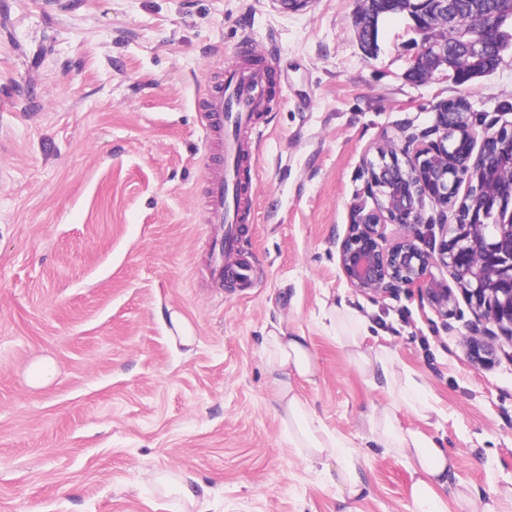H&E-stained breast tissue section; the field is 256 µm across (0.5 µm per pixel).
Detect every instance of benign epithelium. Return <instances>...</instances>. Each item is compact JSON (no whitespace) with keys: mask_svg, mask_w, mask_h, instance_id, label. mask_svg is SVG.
Listing matches in <instances>:
<instances>
[{"mask_svg":"<svg viewBox=\"0 0 512 512\" xmlns=\"http://www.w3.org/2000/svg\"><path fill=\"white\" fill-rule=\"evenodd\" d=\"M354 20L360 31H372L377 15L373 0ZM414 11L410 0H390L407 13L413 30L423 35V48L413 59L419 74L445 64L460 79L464 68L476 67L488 50V32L501 34L512 20V0L488 13L482 0L472 8L486 24L476 32L462 31L448 45V29L457 24L454 0H422ZM459 111L448 103L434 106L433 124L404 138L402 146L378 149V160L362 159L363 195L350 208L348 230L338 246V265L347 283L373 298L417 296L439 318L457 312L463 298L477 319L494 325L512 342V134L477 127L468 102ZM436 135L431 140L429 136ZM475 188L456 203L462 185ZM457 207L448 224V209ZM396 224L402 234L388 239L385 226ZM441 231L439 247L419 231ZM453 285H448V282ZM498 349L484 339H469L467 358L481 367L495 362Z\"/></svg>","mask_w":512,"mask_h":512,"instance_id":"benign-epithelium-1","label":"benign epithelium"}]
</instances>
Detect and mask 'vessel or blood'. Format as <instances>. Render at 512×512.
I'll return each instance as SVG.
<instances>
[{
	"instance_id": "obj_1",
	"label": "vessel or blood",
	"mask_w": 512,
	"mask_h": 512,
	"mask_svg": "<svg viewBox=\"0 0 512 512\" xmlns=\"http://www.w3.org/2000/svg\"><path fill=\"white\" fill-rule=\"evenodd\" d=\"M270 105L266 71L247 66L227 72L222 87L206 98L207 128L224 142L223 171L208 186L210 221L222 227L212 248V272L216 279L228 278L245 286L253 280V265L242 258L239 243L253 220L252 136L259 114Z\"/></svg>"
}]
</instances>
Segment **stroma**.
Listing matches in <instances>:
<instances>
[{
	"mask_svg": "<svg viewBox=\"0 0 512 512\" xmlns=\"http://www.w3.org/2000/svg\"><path fill=\"white\" fill-rule=\"evenodd\" d=\"M362 0H0V512H179L154 477L207 492L201 512H340L289 447L259 350L282 320L318 374L299 390L360 442L389 402L336 340L324 307L370 322L371 343L424 377L442 411L424 431L458 482L512 486V356L471 367L470 310L446 320L417 296L351 288L337 260L364 155L431 126L442 101L512 130V45L466 83L410 76L422 37L403 14L365 52ZM276 107L254 138L252 288L214 279L208 179L222 143L204 102L246 59ZM195 343L173 347L170 312ZM46 363L47 379L31 372ZM360 512H409L404 461L366 451Z\"/></svg>",
	"mask_w": 512,
	"mask_h": 512,
	"instance_id": "stroma-1",
	"label": "stroma"
}]
</instances>
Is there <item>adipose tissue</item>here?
Here are the masks:
<instances>
[{"mask_svg": "<svg viewBox=\"0 0 512 512\" xmlns=\"http://www.w3.org/2000/svg\"><path fill=\"white\" fill-rule=\"evenodd\" d=\"M329 317L336 322V338L350 363L392 398L390 405L369 414L366 439L405 460L413 480L411 512H448L452 504L461 512H502L503 503L512 502V489L487 499L461 490L452 451L420 430V423L429 422L436 411L424 383L409 371L397 370L392 351L367 345L369 325L356 311L334 306ZM261 351L289 445L311 472L336 488L342 512H358L356 504L366 491L362 456L347 438L324 425L297 390L298 381H313L318 369L307 336L275 323L265 330ZM403 411L417 419V426H401Z\"/></svg>", "mask_w": 512, "mask_h": 512, "instance_id": "obj_1", "label": "adipose tissue"}]
</instances>
